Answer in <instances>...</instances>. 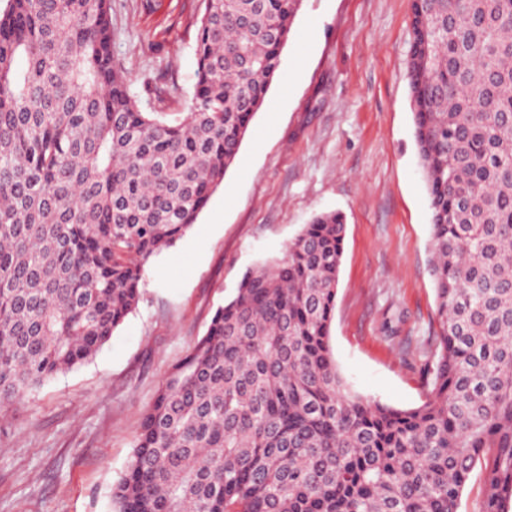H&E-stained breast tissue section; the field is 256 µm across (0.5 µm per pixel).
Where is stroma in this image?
Masks as SVG:
<instances>
[{
  "label": "stroma",
  "instance_id": "1",
  "mask_svg": "<svg viewBox=\"0 0 512 512\" xmlns=\"http://www.w3.org/2000/svg\"><path fill=\"white\" fill-rule=\"evenodd\" d=\"M202 0H112L114 56L144 109L182 112ZM411 0H303L278 76L195 224L146 264L135 312L95 356L0 407V512H112L167 371L244 272L319 213L345 218L330 326L356 394L422 404L439 326L431 210L414 139Z\"/></svg>",
  "mask_w": 512,
  "mask_h": 512
}]
</instances>
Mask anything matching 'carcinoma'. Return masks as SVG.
I'll list each match as a JSON object with an SVG mask.
<instances>
[{
  "label": "carcinoma",
  "instance_id": "1",
  "mask_svg": "<svg viewBox=\"0 0 512 512\" xmlns=\"http://www.w3.org/2000/svg\"><path fill=\"white\" fill-rule=\"evenodd\" d=\"M303 0H203L188 111L148 112L112 0L0 12V405L95 355L145 265L196 221L281 65ZM414 137L439 334L425 401L349 390L329 333L345 224L313 217L246 271L144 413L113 512H458L512 503V0H413ZM485 472L476 466L468 476L459 501V512H485Z\"/></svg>",
  "mask_w": 512,
  "mask_h": 512
}]
</instances>
